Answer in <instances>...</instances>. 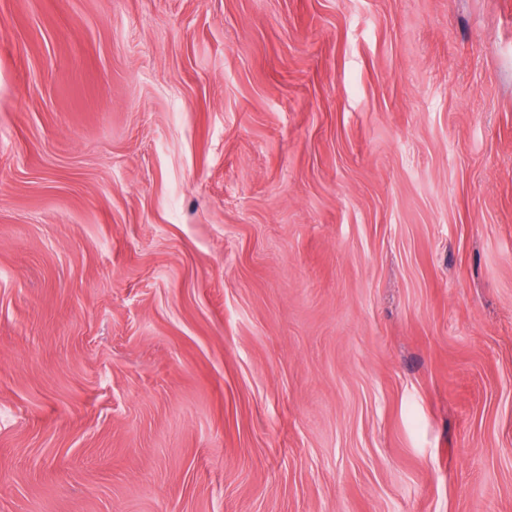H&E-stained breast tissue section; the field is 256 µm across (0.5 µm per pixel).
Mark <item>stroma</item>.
I'll use <instances>...</instances> for the list:
<instances>
[{"instance_id": "35a3bbf8", "label": "stroma", "mask_w": 512, "mask_h": 512, "mask_svg": "<svg viewBox=\"0 0 512 512\" xmlns=\"http://www.w3.org/2000/svg\"><path fill=\"white\" fill-rule=\"evenodd\" d=\"M0 512H512V0H0Z\"/></svg>"}]
</instances>
